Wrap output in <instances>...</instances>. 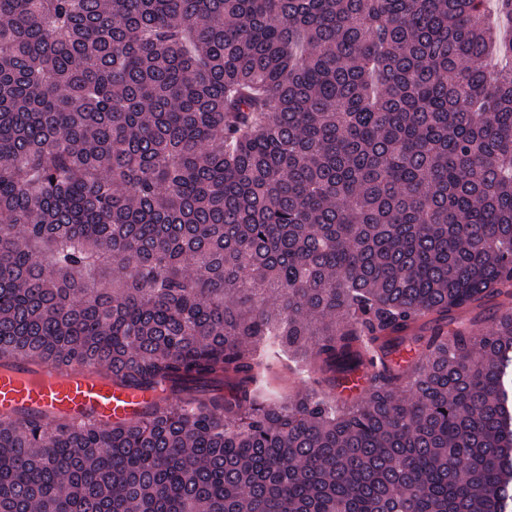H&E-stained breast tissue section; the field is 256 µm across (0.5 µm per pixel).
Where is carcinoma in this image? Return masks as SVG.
<instances>
[{
    "label": "carcinoma",
    "instance_id": "cac0c4a2",
    "mask_svg": "<svg viewBox=\"0 0 512 512\" xmlns=\"http://www.w3.org/2000/svg\"><path fill=\"white\" fill-rule=\"evenodd\" d=\"M507 47L512 0H0V364L156 396L0 418V512H512ZM367 337L360 402L259 384Z\"/></svg>",
    "mask_w": 512,
    "mask_h": 512
}]
</instances>
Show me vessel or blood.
Instances as JSON below:
<instances>
[{
  "label": "vessel or blood",
  "mask_w": 512,
  "mask_h": 512,
  "mask_svg": "<svg viewBox=\"0 0 512 512\" xmlns=\"http://www.w3.org/2000/svg\"><path fill=\"white\" fill-rule=\"evenodd\" d=\"M152 392L112 386L86 369L65 375L31 372L15 361L0 367V417H62L78 426L90 420L114 423L141 416Z\"/></svg>",
  "instance_id": "obj_1"
}]
</instances>
